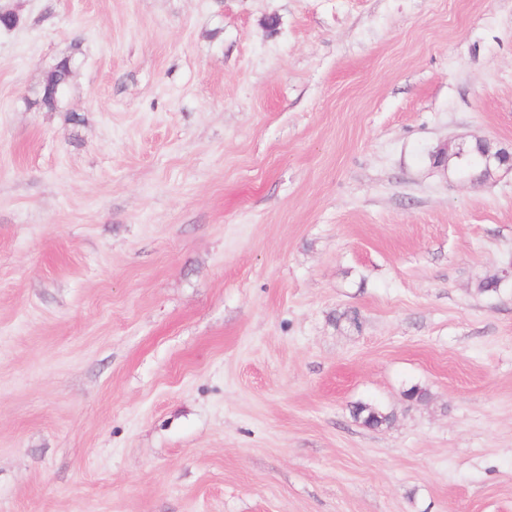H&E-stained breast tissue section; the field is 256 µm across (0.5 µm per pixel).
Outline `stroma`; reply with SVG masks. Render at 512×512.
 <instances>
[{"instance_id":"obj_1","label":"stroma","mask_w":512,"mask_h":512,"mask_svg":"<svg viewBox=\"0 0 512 512\" xmlns=\"http://www.w3.org/2000/svg\"><path fill=\"white\" fill-rule=\"evenodd\" d=\"M0 3V512H512V0ZM56 64H58V67L53 72H47L42 86L46 87L47 82H50L53 85H57L59 90H61L62 95L59 94L57 99L54 100V98L48 94L43 98L41 92V97L37 101L39 105L51 112L58 108L59 103L64 97V93H66L67 86L70 81V76L72 74L73 60L72 57L65 56L59 59ZM477 148H482L484 151L481 153V158L475 153H469L466 159L460 161L455 157L452 151L448 152V161L453 160L456 170L463 175L468 177H479L483 176L484 180L490 178L496 169H506L507 171H512V154L498 149L495 152L492 151L487 141H478ZM485 166L489 169H492L491 173H486L483 175V165L482 160Z\"/></svg>"}]
</instances>
